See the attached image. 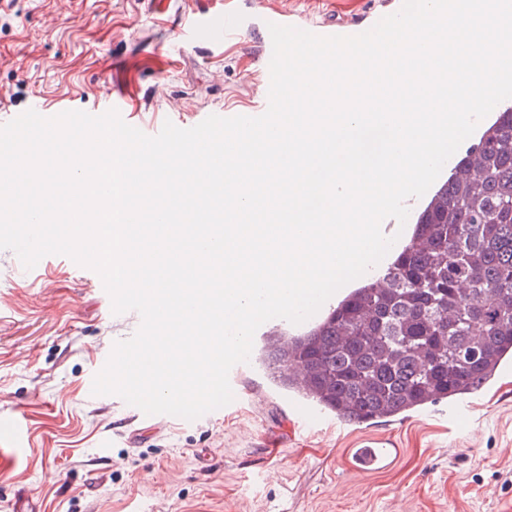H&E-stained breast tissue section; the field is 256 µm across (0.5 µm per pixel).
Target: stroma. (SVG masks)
Listing matches in <instances>:
<instances>
[{
    "instance_id": "obj_1",
    "label": "stroma",
    "mask_w": 512,
    "mask_h": 512,
    "mask_svg": "<svg viewBox=\"0 0 512 512\" xmlns=\"http://www.w3.org/2000/svg\"><path fill=\"white\" fill-rule=\"evenodd\" d=\"M225 0H14L0 11V125L34 105L126 107L152 134L223 108L248 110L262 76L258 13L351 19L381 0H234L240 35L193 36ZM99 275L70 257L25 269L0 249V424L22 415L24 447L0 449V512H512V370L477 394L468 428L442 417L299 430L265 376L251 403L185 426L135 418L93 379L139 328L113 313ZM397 448L370 474L349 448Z\"/></svg>"
}]
</instances>
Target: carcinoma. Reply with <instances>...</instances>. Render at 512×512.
<instances>
[{"label": "carcinoma", "instance_id": "cac0c4a2", "mask_svg": "<svg viewBox=\"0 0 512 512\" xmlns=\"http://www.w3.org/2000/svg\"><path fill=\"white\" fill-rule=\"evenodd\" d=\"M468 168L417 213L384 284L363 283L283 349L267 337L256 359L270 382L302 390L354 423L404 418L478 391L512 359V108L466 151Z\"/></svg>", "mask_w": 512, "mask_h": 512}]
</instances>
